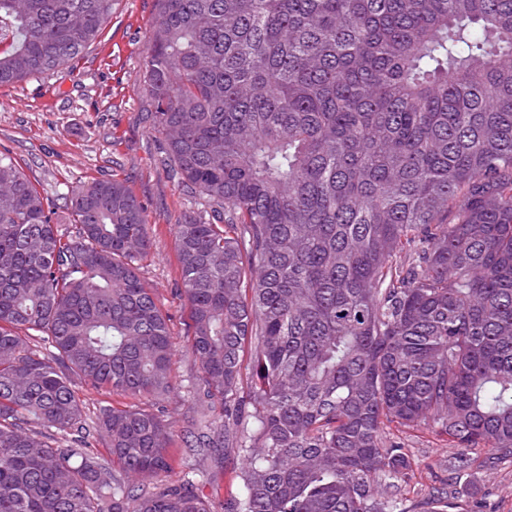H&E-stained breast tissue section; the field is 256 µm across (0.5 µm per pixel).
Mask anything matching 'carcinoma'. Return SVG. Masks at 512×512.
<instances>
[{
    "instance_id": "1",
    "label": "carcinoma",
    "mask_w": 512,
    "mask_h": 512,
    "mask_svg": "<svg viewBox=\"0 0 512 512\" xmlns=\"http://www.w3.org/2000/svg\"><path fill=\"white\" fill-rule=\"evenodd\" d=\"M140 74L174 225L203 448L224 512H448L393 429L512 459V0H155ZM114 0H0V86L82 53ZM455 219L448 222V209ZM55 206L0 152V512H211L168 481L170 318L146 210ZM52 348L50 355L42 346ZM99 406L93 450L77 385ZM50 428L43 440L35 427ZM208 457L209 476L201 484L204 496L209 500L213 512H224V500L240 488L242 461L233 454L217 458Z\"/></svg>"
}]
</instances>
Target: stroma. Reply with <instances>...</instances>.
I'll return each mask as SVG.
<instances>
[{
    "instance_id": "obj_1",
    "label": "stroma",
    "mask_w": 512,
    "mask_h": 512,
    "mask_svg": "<svg viewBox=\"0 0 512 512\" xmlns=\"http://www.w3.org/2000/svg\"><path fill=\"white\" fill-rule=\"evenodd\" d=\"M155 0H115L112 17L96 42L65 69L0 86V152L9 155L43 194L65 206L74 191L95 179L118 178L137 196L151 222L150 250L141 274L171 319L176 342L172 375L177 390L163 402L172 424L169 451L176 480L187 470L197 364L184 342L188 312L181 286L173 226L196 211L166 161L164 142L151 128L149 94L139 74L147 56V35ZM402 441L419 465L409 499L428 496L448 476L452 453L445 438L408 431ZM488 448L473 450L474 463L456 484L454 512H512V462L486 470ZM201 490L212 512L240 488L242 462L228 454L208 461Z\"/></svg>"
}]
</instances>
